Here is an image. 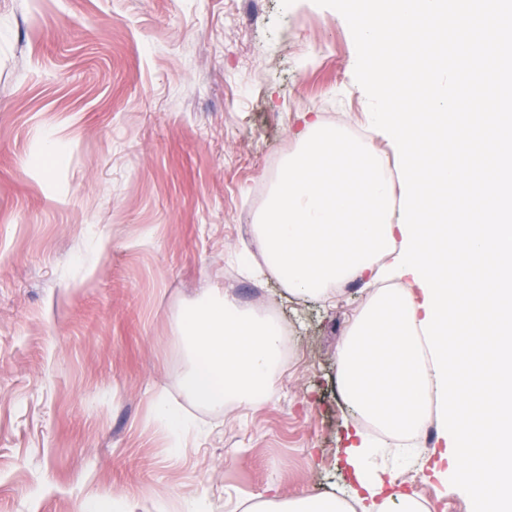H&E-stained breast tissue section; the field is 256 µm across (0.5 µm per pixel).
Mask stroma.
Listing matches in <instances>:
<instances>
[{
    "label": "stroma",
    "instance_id": "stroma-1",
    "mask_svg": "<svg viewBox=\"0 0 512 512\" xmlns=\"http://www.w3.org/2000/svg\"><path fill=\"white\" fill-rule=\"evenodd\" d=\"M347 22L313 0H0V512H244L275 487L339 492L355 413L336 348L368 302L244 278L252 224L316 111L369 103ZM207 288L288 323L276 394L196 405L176 321ZM191 418L173 435L155 402ZM425 512L469 497L410 475ZM79 512H133L125 498L112 497L111 500L86 498L79 506Z\"/></svg>",
    "mask_w": 512,
    "mask_h": 512
}]
</instances>
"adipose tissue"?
I'll return each instance as SVG.
<instances>
[{
	"mask_svg": "<svg viewBox=\"0 0 512 512\" xmlns=\"http://www.w3.org/2000/svg\"><path fill=\"white\" fill-rule=\"evenodd\" d=\"M255 243L264 259L254 276L277 270L292 294L327 300L336 285L372 280L400 251L399 209L389 166L371 141L349 137L310 112L295 132ZM394 292L373 294L337 350L342 390L359 417L345 422L340 452L349 480L340 494L286 497L270 489L249 512H424L399 491L400 472L414 468L434 479L449 467L447 444L400 451L401 470L375 464L379 435L415 437L436 420V379L419 323L424 293L412 275Z\"/></svg>",
	"mask_w": 512,
	"mask_h": 512,
	"instance_id": "adipose-tissue-1",
	"label": "adipose tissue"
}]
</instances>
